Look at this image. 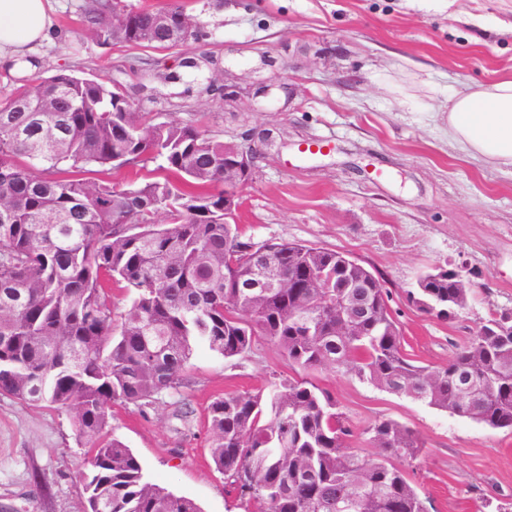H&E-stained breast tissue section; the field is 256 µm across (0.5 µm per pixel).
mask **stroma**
<instances>
[{
  "mask_svg": "<svg viewBox=\"0 0 512 512\" xmlns=\"http://www.w3.org/2000/svg\"><path fill=\"white\" fill-rule=\"evenodd\" d=\"M79 2L55 0L59 36L25 85L65 67L121 85L159 121L254 145L235 216L245 237L355 259L387 289L416 364H447L480 322L512 310V171L448 139L449 94L512 76V0H182L196 25L170 48L99 44ZM201 53L206 67H183ZM447 260L475 278L467 306L444 321L407 293ZM295 374L262 338L233 359L199 344L188 385L144 413L114 406L110 433L149 481L202 512H245L211 460L208 407ZM312 379L349 417L351 447L377 454L366 430L380 419L420 438L405 469L429 512L512 505V432L333 369ZM87 451L68 412L0 396V512H84Z\"/></svg>",
  "mask_w": 512,
  "mask_h": 512,
  "instance_id": "1",
  "label": "stroma"
}]
</instances>
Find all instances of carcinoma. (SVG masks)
Masks as SVG:
<instances>
[{"label":"carcinoma","instance_id":"obj_1","mask_svg":"<svg viewBox=\"0 0 512 512\" xmlns=\"http://www.w3.org/2000/svg\"><path fill=\"white\" fill-rule=\"evenodd\" d=\"M117 0L79 6L86 31L165 48L187 38L178 4L138 8L112 24ZM164 164L125 186L112 169ZM269 252L286 288L259 280L253 252ZM469 274L445 262L408 300L442 320L468 302ZM134 293L120 324L109 286ZM348 305L336 335V301ZM380 280L332 249L287 241L259 247L224 219V142L176 120L153 124L112 85L60 70L0 103V395L63 409L90 448L86 512H200L148 481L138 458L107 433L112 406L144 412L186 384L194 344L226 359L263 337L299 371L268 394L215 398L209 451L239 498L269 512H428L407 473L423 444L380 419L369 455L346 447L355 431L323 369L512 430V311L480 323L445 366L415 365ZM269 419L262 421L264 413Z\"/></svg>","mask_w":512,"mask_h":512}]
</instances>
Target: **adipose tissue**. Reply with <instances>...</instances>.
<instances>
[{
  "mask_svg": "<svg viewBox=\"0 0 512 512\" xmlns=\"http://www.w3.org/2000/svg\"><path fill=\"white\" fill-rule=\"evenodd\" d=\"M52 0H0V70H32L57 35ZM448 136L469 157L512 168V78L448 98Z\"/></svg>",
  "mask_w": 512,
  "mask_h": 512,
  "instance_id": "adipose-tissue-1",
  "label": "adipose tissue"
}]
</instances>
